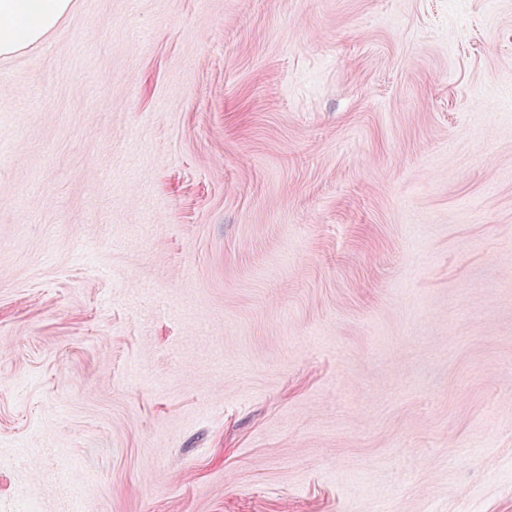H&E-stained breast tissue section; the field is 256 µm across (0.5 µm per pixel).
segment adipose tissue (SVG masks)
Segmentation results:
<instances>
[{"label":"adipose tissue","mask_w":512,"mask_h":512,"mask_svg":"<svg viewBox=\"0 0 512 512\" xmlns=\"http://www.w3.org/2000/svg\"><path fill=\"white\" fill-rule=\"evenodd\" d=\"M73 0H0V56L47 44Z\"/></svg>","instance_id":"1"}]
</instances>
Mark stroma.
<instances>
[{"label": "stroma", "instance_id": "1", "mask_svg": "<svg viewBox=\"0 0 512 512\" xmlns=\"http://www.w3.org/2000/svg\"><path fill=\"white\" fill-rule=\"evenodd\" d=\"M0 59V512H512V0H74Z\"/></svg>", "mask_w": 512, "mask_h": 512}]
</instances>
